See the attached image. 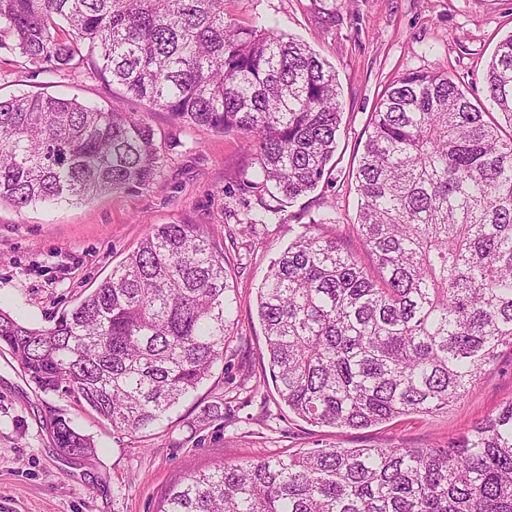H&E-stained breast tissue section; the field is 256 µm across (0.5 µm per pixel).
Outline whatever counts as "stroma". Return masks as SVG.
Returning a JSON list of instances; mask_svg holds the SVG:
<instances>
[{"instance_id":"1","label":"stroma","mask_w":512,"mask_h":512,"mask_svg":"<svg viewBox=\"0 0 512 512\" xmlns=\"http://www.w3.org/2000/svg\"><path fill=\"white\" fill-rule=\"evenodd\" d=\"M235 22L304 40L336 71L342 121L329 178L286 204L283 223L245 229L256 196L242 193L253 159L241 139L188 127L167 112L109 87L81 64L71 73L38 69L0 51V97L63 94L119 112L141 113L164 149L149 186L105 192L23 211L0 204V309L51 327L135 250L154 224H194L224 253L235 288L234 335L206 380L150 436L132 437L75 396L39 389L0 348V512H159L173 485L193 471L303 449L438 448L512 401V350L503 349L476 387L448 409L367 429L305 422L273 384L257 292L301 225L343 223L349 245L358 198L355 170L381 92L412 70H444L474 104L497 43L512 34V0H226ZM92 437L94 454L73 459L55 447L56 417Z\"/></svg>"}]
</instances>
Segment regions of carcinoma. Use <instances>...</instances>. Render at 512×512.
I'll return each mask as SVG.
<instances>
[{"instance_id":"obj_1","label":"carcinoma","mask_w":512,"mask_h":512,"mask_svg":"<svg viewBox=\"0 0 512 512\" xmlns=\"http://www.w3.org/2000/svg\"><path fill=\"white\" fill-rule=\"evenodd\" d=\"M225 0H0V50L61 72L89 60L187 125L253 156L245 227L283 223L336 152V72L307 43L227 19ZM493 111L439 70L391 83L355 178L356 235L313 221L259 290L272 381L313 424L362 429L448 408L512 349V35L484 77ZM152 128L45 92L0 99V203L89 200L152 183ZM224 253L194 224L154 225L49 328L0 309L7 347L45 392L75 394L113 430H152L209 376L229 337ZM56 448L92 453L59 416ZM159 512H512V401L446 448H317L189 475Z\"/></svg>"}]
</instances>
